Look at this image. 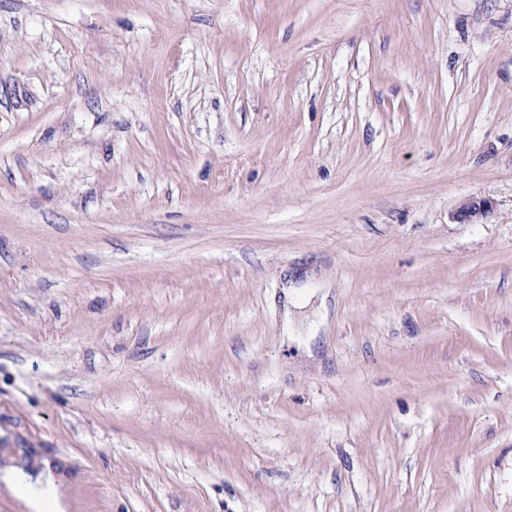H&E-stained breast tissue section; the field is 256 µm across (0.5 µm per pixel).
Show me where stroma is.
<instances>
[{
    "label": "stroma",
    "mask_w": 512,
    "mask_h": 512,
    "mask_svg": "<svg viewBox=\"0 0 512 512\" xmlns=\"http://www.w3.org/2000/svg\"><path fill=\"white\" fill-rule=\"evenodd\" d=\"M9 466L69 512H512V0H0Z\"/></svg>",
    "instance_id": "stroma-1"
}]
</instances>
